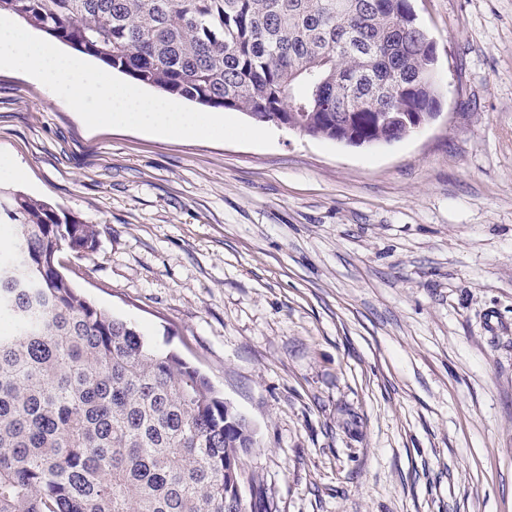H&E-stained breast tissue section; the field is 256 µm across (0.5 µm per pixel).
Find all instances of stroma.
<instances>
[{
  "mask_svg": "<svg viewBox=\"0 0 512 512\" xmlns=\"http://www.w3.org/2000/svg\"><path fill=\"white\" fill-rule=\"evenodd\" d=\"M441 115L353 147L88 128L0 69V155L94 225L76 288L246 417L264 512H512V0H413Z\"/></svg>",
  "mask_w": 512,
  "mask_h": 512,
  "instance_id": "obj_1",
  "label": "stroma"
}]
</instances>
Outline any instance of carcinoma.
<instances>
[{
	"label": "carcinoma",
	"instance_id": "1",
	"mask_svg": "<svg viewBox=\"0 0 512 512\" xmlns=\"http://www.w3.org/2000/svg\"><path fill=\"white\" fill-rule=\"evenodd\" d=\"M137 82L313 138L400 140L437 111L411 0H0ZM0 256V512H248L255 432L174 352L73 288L97 230L16 194Z\"/></svg>",
	"mask_w": 512,
	"mask_h": 512
}]
</instances>
